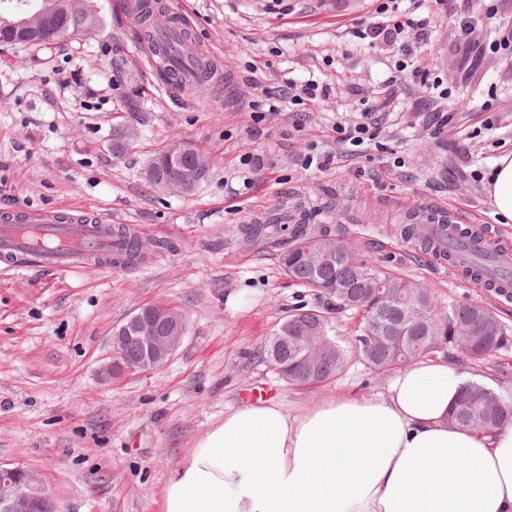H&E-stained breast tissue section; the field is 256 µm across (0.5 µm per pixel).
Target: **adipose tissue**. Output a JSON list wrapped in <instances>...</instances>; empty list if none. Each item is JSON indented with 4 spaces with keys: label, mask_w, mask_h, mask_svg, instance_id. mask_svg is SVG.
I'll list each match as a JSON object with an SVG mask.
<instances>
[{
    "label": "adipose tissue",
    "mask_w": 512,
    "mask_h": 512,
    "mask_svg": "<svg viewBox=\"0 0 512 512\" xmlns=\"http://www.w3.org/2000/svg\"><path fill=\"white\" fill-rule=\"evenodd\" d=\"M512 222V153L485 185ZM468 376L424 359L383 393L292 415L276 402L225 414L173 470L163 512H512V425L448 423Z\"/></svg>",
    "instance_id": "adipose-tissue-1"
}]
</instances>
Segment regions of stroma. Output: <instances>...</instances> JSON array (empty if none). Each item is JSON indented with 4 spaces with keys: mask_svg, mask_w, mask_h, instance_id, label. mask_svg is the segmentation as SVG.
I'll list each match as a JSON object with an SVG mask.
<instances>
[{
    "mask_svg": "<svg viewBox=\"0 0 512 512\" xmlns=\"http://www.w3.org/2000/svg\"><path fill=\"white\" fill-rule=\"evenodd\" d=\"M93 2L101 24L92 34L0 51V211L107 208L116 223L150 234L139 260L112 270L0 264V462L33 471L63 512H161L173 467L251 389L268 388L291 414L385 389L389 375L357 359L340 377L299 389L260 358L294 308L324 310L344 340L358 327V315L282 273L297 220L418 280L439 314L478 301L512 330V299L451 275L399 230L408 213L447 202L512 239L484 190L495 160L512 151V54L462 72L449 24L488 4L512 17V0H446L431 44L404 58L355 35L387 0L344 10L333 0H171L222 74L202 91L160 80L125 0ZM402 58L409 68L400 73ZM413 66L442 80L447 99L416 83ZM393 76L398 98L376 143L357 152L338 144L336 125L358 121L362 98L389 97ZM309 81L329 95L297 113L251 109L243 98L252 84L275 91ZM436 108L450 117L438 137ZM117 127L135 132L120 155ZM175 140L211 163L188 196L158 191L143 175L154 151ZM323 154L332 162L307 167ZM249 156L261 166L246 164ZM275 214L286 218L278 234L240 233ZM147 305L184 314V340L154 370L102 380L114 330Z\"/></svg>",
    "mask_w": 512,
    "mask_h": 512,
    "instance_id": "obj_1",
    "label": "stroma"
}]
</instances>
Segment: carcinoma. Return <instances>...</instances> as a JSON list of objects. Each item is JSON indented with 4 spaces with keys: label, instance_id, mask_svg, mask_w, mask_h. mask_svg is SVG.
<instances>
[{
    "label": "carcinoma",
    "instance_id": "obj_1",
    "mask_svg": "<svg viewBox=\"0 0 512 512\" xmlns=\"http://www.w3.org/2000/svg\"><path fill=\"white\" fill-rule=\"evenodd\" d=\"M48 3L51 8L34 19L26 39H15L3 28L0 45L52 44L89 34L99 24L93 0ZM162 155L159 150L151 159L154 167L149 171V183L163 191V183L177 180L179 169L167 165ZM323 240L312 235L307 225H295L291 244L280 258L281 270L297 284L336 301V307L359 314V333L353 343H346L332 335L333 326L324 311L292 310L260 352L288 384L312 387L336 378L354 354L374 372H389L435 353L441 340L450 347L464 346L473 365L484 364L493 354L512 348V336L490 308L476 301L465 302L452 307L441 322L427 289L353 256L341 241L336 242L335 259L319 269L312 267L304 249H313ZM317 336L325 337L323 354L309 364L300 356L315 344L313 338ZM449 419L462 429L492 430L512 423V406L493 388L470 382Z\"/></svg>",
    "mask_w": 512,
    "mask_h": 512
}]
</instances>
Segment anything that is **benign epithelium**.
Instances as JSON below:
<instances>
[{
	"mask_svg": "<svg viewBox=\"0 0 512 512\" xmlns=\"http://www.w3.org/2000/svg\"><path fill=\"white\" fill-rule=\"evenodd\" d=\"M44 0H5L0 7V25L24 30L28 15L44 9ZM201 181L197 169H181V179L174 192L183 193ZM168 325L161 334L158 326ZM186 333L182 313L162 305L135 309L114 332L109 360L101 367L107 380L134 373H144L165 364L176 352ZM133 345L138 355H123V347ZM0 512H61L57 502L40 486L33 473L20 465L0 463Z\"/></svg>",
	"mask_w": 512,
	"mask_h": 512,
	"instance_id": "obj_1",
	"label": "benign epithelium"
}]
</instances>
